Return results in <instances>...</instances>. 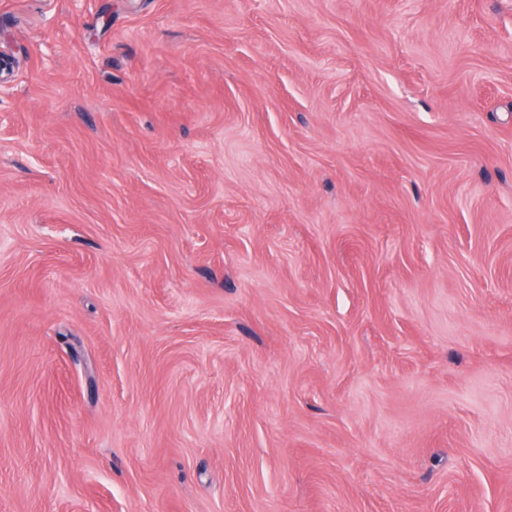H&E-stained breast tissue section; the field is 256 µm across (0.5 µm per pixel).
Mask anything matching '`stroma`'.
<instances>
[{
	"label": "stroma",
	"mask_w": 512,
	"mask_h": 512,
	"mask_svg": "<svg viewBox=\"0 0 512 512\" xmlns=\"http://www.w3.org/2000/svg\"><path fill=\"white\" fill-rule=\"evenodd\" d=\"M0 512H512V0H0Z\"/></svg>",
	"instance_id": "35a3bbf8"
}]
</instances>
